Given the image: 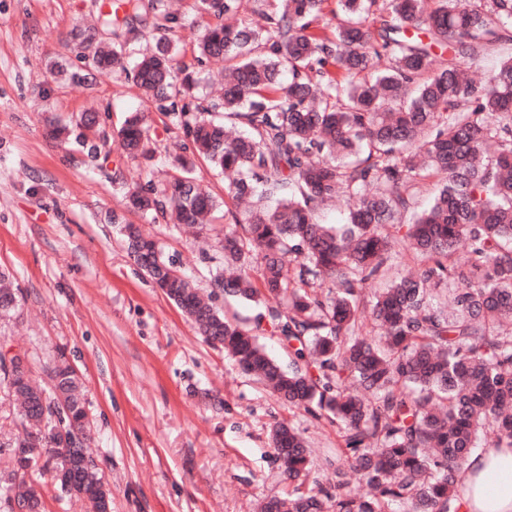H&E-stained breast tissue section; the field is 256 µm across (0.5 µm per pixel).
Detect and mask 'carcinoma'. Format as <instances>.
Instances as JSON below:
<instances>
[{
	"instance_id": "obj_1",
	"label": "carcinoma",
	"mask_w": 512,
	"mask_h": 512,
	"mask_svg": "<svg viewBox=\"0 0 512 512\" xmlns=\"http://www.w3.org/2000/svg\"><path fill=\"white\" fill-rule=\"evenodd\" d=\"M263 24H226L242 0H197L214 18L198 40L200 57L224 62V95L196 96L197 79L176 60L169 33L177 18L165 0H123L124 16L102 25L123 30L98 39L88 56L99 73L125 76L166 102L186 148L224 180V200L205 190L186 163L161 189H129L127 207L146 216L208 228L222 209L225 270L221 293L264 307L299 361L284 372L241 326L202 298L134 224L120 232L141 271L224 348L239 369L271 386L289 405L326 409L344 433V462L330 488L295 489L288 512H461L462 466L480 444L512 448V55L480 79L476 60L512 41V0H260ZM154 43L130 71L128 47L140 27ZM75 135L91 161L108 142L97 120L81 115L54 126ZM127 156L152 157L144 115L132 112L115 134ZM438 179L430 206L416 211L424 186ZM350 201L344 224L317 212L339 194ZM467 241L475 262L454 254ZM407 245L417 261L369 302L365 285L382 276ZM454 281L451 309L434 303ZM0 272V317L19 305ZM379 327L384 340L364 337ZM50 389L30 364L7 365L0 390L18 404L21 436L0 438L10 470L0 479L9 512H45L32 469L54 472L60 494L107 512L111 496L82 444L89 425L82 381L64 353L49 368ZM283 473L303 481L309 459L290 426L272 429ZM372 493L351 495L350 484Z\"/></svg>"
}]
</instances>
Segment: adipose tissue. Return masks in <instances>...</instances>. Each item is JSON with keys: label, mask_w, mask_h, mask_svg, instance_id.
<instances>
[{"label": "adipose tissue", "mask_w": 512, "mask_h": 512, "mask_svg": "<svg viewBox=\"0 0 512 512\" xmlns=\"http://www.w3.org/2000/svg\"><path fill=\"white\" fill-rule=\"evenodd\" d=\"M460 480L467 512H512V448L471 455Z\"/></svg>", "instance_id": "adipose-tissue-1"}]
</instances>
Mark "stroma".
I'll return each mask as SVG.
<instances>
[{
	"label": "stroma",
	"mask_w": 512,
	"mask_h": 512,
	"mask_svg": "<svg viewBox=\"0 0 512 512\" xmlns=\"http://www.w3.org/2000/svg\"><path fill=\"white\" fill-rule=\"evenodd\" d=\"M107 0H0V269L23 296L19 316L0 321V348L24 350L48 384L57 352L80 373L91 452L112 512H260L294 484L271 442L292 426L310 453L306 488L330 481L344 440L327 416L288 406L246 375L138 268L117 230L140 225L201 294L224 262L213 218L208 245L183 228L126 209L124 194L154 184L181 151L183 135L155 102L124 79L88 70L79 44ZM173 30L178 59L208 94L215 64L194 49L202 18L182 0ZM67 60L69 75L52 66ZM95 112L106 131L127 113L146 116L152 160L109 142L96 164L49 122Z\"/></svg>",
	"instance_id": "stroma-1"
}]
</instances>
